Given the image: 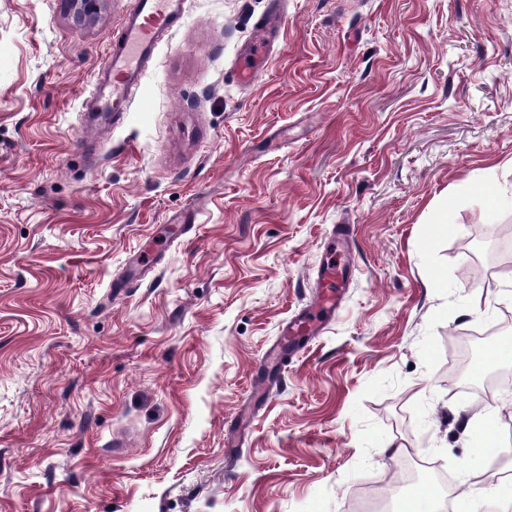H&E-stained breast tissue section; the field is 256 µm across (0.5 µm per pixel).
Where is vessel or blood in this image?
<instances>
[{
	"mask_svg": "<svg viewBox=\"0 0 512 512\" xmlns=\"http://www.w3.org/2000/svg\"><path fill=\"white\" fill-rule=\"evenodd\" d=\"M182 0H134V7L123 24V47L114 52L110 62L112 102L129 104L143 76L142 63L152 55L161 32L170 28L181 11ZM355 227L339 224L328 237V250L336 258L317 273L320 295L316 304L289 320L282 328L289 341L300 336H313L335 316L342 302L353 269L351 244Z\"/></svg>",
	"mask_w": 512,
	"mask_h": 512,
	"instance_id": "b4317fda",
	"label": "vessel or blood"
}]
</instances>
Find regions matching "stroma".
Here are the masks:
<instances>
[{"instance_id":"obj_1","label":"stroma","mask_w":512,"mask_h":512,"mask_svg":"<svg viewBox=\"0 0 512 512\" xmlns=\"http://www.w3.org/2000/svg\"><path fill=\"white\" fill-rule=\"evenodd\" d=\"M272 3L184 0L116 116L133 0H0V512H362L412 457L512 498L464 429L512 445V386L455 379L512 342V0H284L242 84ZM337 224L341 307L225 448Z\"/></svg>"}]
</instances>
